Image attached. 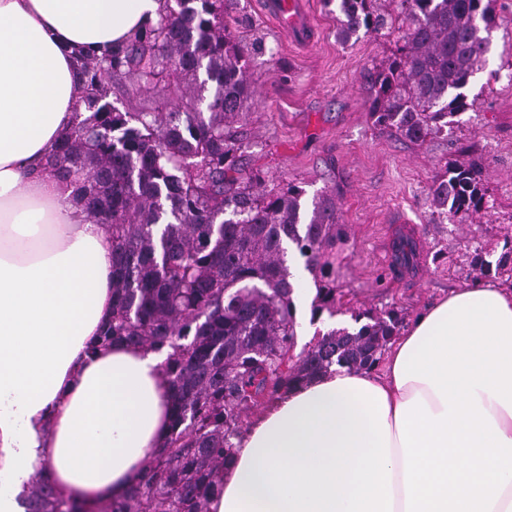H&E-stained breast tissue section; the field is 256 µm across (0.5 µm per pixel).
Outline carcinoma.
Returning a JSON list of instances; mask_svg holds the SVG:
<instances>
[{
	"instance_id": "carcinoma-1",
	"label": "carcinoma",
	"mask_w": 512,
	"mask_h": 512,
	"mask_svg": "<svg viewBox=\"0 0 512 512\" xmlns=\"http://www.w3.org/2000/svg\"><path fill=\"white\" fill-rule=\"evenodd\" d=\"M159 2L156 23L78 58L82 108L48 162L112 237V319L94 347L169 350L170 432L125 496L62 501L40 475L25 512H209L208 492L254 408L335 366L373 368L402 327L391 308L358 311L359 327L318 330L296 351L288 251L311 275V322L336 317L350 243L336 192L308 200L293 182L271 187L243 169L235 123L253 93L250 51L226 23L238 0ZM332 2L341 43L362 31L392 44L372 70L375 128L422 146L473 108L462 89L485 65L494 0ZM116 85L125 99H112ZM428 197L434 221L470 224L492 208L475 160L445 162ZM502 240L496 258L470 246V278L512 279V232ZM415 256V242L401 241L393 269Z\"/></svg>"
}]
</instances>
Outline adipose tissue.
I'll return each instance as SVG.
<instances>
[{"mask_svg":"<svg viewBox=\"0 0 512 512\" xmlns=\"http://www.w3.org/2000/svg\"><path fill=\"white\" fill-rule=\"evenodd\" d=\"M159 0H0V512L47 469L59 498L123 496L168 436L166 351L91 349L112 317V238L47 163L102 53ZM209 512H512V286L435 301L380 370L270 403Z\"/></svg>","mask_w":512,"mask_h":512,"instance_id":"obj_1","label":"adipose tissue"}]
</instances>
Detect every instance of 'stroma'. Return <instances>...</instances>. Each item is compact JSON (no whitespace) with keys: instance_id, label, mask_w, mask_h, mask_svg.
Instances as JSON below:
<instances>
[{"instance_id":"1","label":"stroma","mask_w":512,"mask_h":512,"mask_svg":"<svg viewBox=\"0 0 512 512\" xmlns=\"http://www.w3.org/2000/svg\"><path fill=\"white\" fill-rule=\"evenodd\" d=\"M308 2L317 28L308 46L291 44L261 15L258 0H239L227 20L244 44L263 46L249 63L254 93L244 111L242 163L310 194L335 187L352 252L337 324L351 325V312L386 307L410 321L466 283L469 240L496 241L512 225V0H496L486 66L465 89L473 110L421 147L375 130L367 116L369 73L388 54L386 39L341 43L331 7L325 0ZM449 159L485 166L494 207L480 223L430 219L428 188ZM402 236L416 241L420 259L395 274L389 242Z\"/></svg>"}]
</instances>
